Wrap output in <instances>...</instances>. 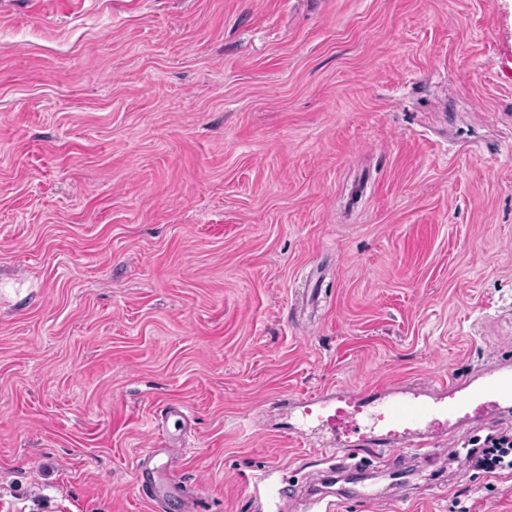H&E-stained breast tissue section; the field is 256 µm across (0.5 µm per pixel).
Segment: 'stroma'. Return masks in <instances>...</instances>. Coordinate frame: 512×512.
Wrapping results in <instances>:
<instances>
[{"mask_svg":"<svg viewBox=\"0 0 512 512\" xmlns=\"http://www.w3.org/2000/svg\"><path fill=\"white\" fill-rule=\"evenodd\" d=\"M512 367V0H0V512H257L288 395ZM441 454L338 512H512Z\"/></svg>","mask_w":512,"mask_h":512,"instance_id":"obj_1","label":"stroma"}]
</instances>
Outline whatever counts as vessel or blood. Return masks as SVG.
Returning a JSON list of instances; mask_svg holds the SVG:
<instances>
[{
    "label": "vessel or blood",
    "mask_w": 512,
    "mask_h": 512,
    "mask_svg": "<svg viewBox=\"0 0 512 512\" xmlns=\"http://www.w3.org/2000/svg\"><path fill=\"white\" fill-rule=\"evenodd\" d=\"M476 379L471 387L442 382L429 394L412 396L390 383L358 390L340 386L331 394L309 395L303 404L308 410L319 409L322 427L358 433L357 447L340 442L328 451L338 470L354 471L407 455L428 458L436 436L455 433L467 423L493 429L511 421L512 372L491 367Z\"/></svg>",
    "instance_id": "b4317fda"
}]
</instances>
